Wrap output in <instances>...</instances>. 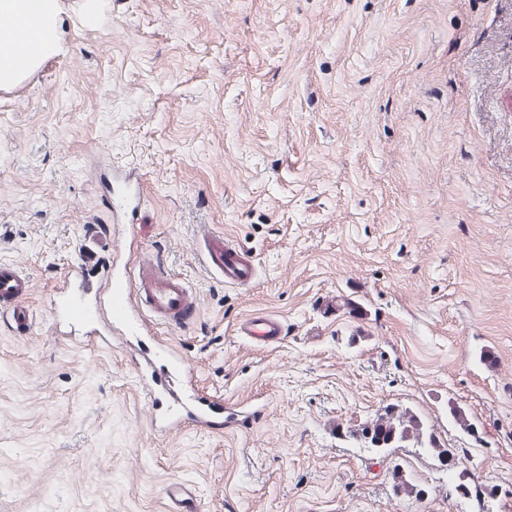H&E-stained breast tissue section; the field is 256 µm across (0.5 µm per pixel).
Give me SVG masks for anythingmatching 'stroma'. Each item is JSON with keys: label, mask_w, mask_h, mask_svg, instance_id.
<instances>
[{"label": "stroma", "mask_w": 512, "mask_h": 512, "mask_svg": "<svg viewBox=\"0 0 512 512\" xmlns=\"http://www.w3.org/2000/svg\"><path fill=\"white\" fill-rule=\"evenodd\" d=\"M60 4L62 49L0 89V259L34 284L25 334L0 318V512H169L175 479L196 512H512V0ZM129 169L126 223L201 306L148 326L264 405L247 429L156 434L131 350L54 329ZM204 227L251 286L208 269ZM255 313L280 344L236 335ZM388 406L465 457L364 447ZM116 183H119L121 188L117 189L113 185L112 214L114 218L118 219L124 216L126 211L136 203L146 191L144 182L131 173L117 180ZM198 240L208 266L221 274L225 284L248 286L255 281L258 271L251 256L228 237L211 233L204 227ZM235 332L238 336L263 346L279 344L286 334L282 320L269 314H255L241 319ZM165 494L169 502V508L173 512H182L188 505L196 501L195 489L180 481L169 482Z\"/></svg>", "instance_id": "stroma-1"}]
</instances>
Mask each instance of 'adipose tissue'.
<instances>
[{"label": "adipose tissue", "instance_id": "1", "mask_svg": "<svg viewBox=\"0 0 512 512\" xmlns=\"http://www.w3.org/2000/svg\"><path fill=\"white\" fill-rule=\"evenodd\" d=\"M62 27L59 0H0V88L55 54Z\"/></svg>", "mask_w": 512, "mask_h": 512}]
</instances>
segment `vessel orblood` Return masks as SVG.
Instances as JSON below:
<instances>
[{"instance_id":"vessel-or-blood-1","label":"vessel or blood","mask_w":512,"mask_h":512,"mask_svg":"<svg viewBox=\"0 0 512 512\" xmlns=\"http://www.w3.org/2000/svg\"><path fill=\"white\" fill-rule=\"evenodd\" d=\"M119 184L112 199V214L117 218L124 216L145 191L143 182L130 174ZM199 243L210 269L220 273L225 284L247 286L255 281V263L229 238L204 229ZM32 288L33 281L22 268L0 261V316L16 331H26L31 322L26 302ZM144 307L174 329L189 327L200 312L196 292L182 278L145 258L131 264L115 257L101 266L72 265L55 293L52 319L57 334L79 326L101 346L112 337L146 335L147 325L140 314ZM235 332L263 346L280 343L286 334L282 320L269 314L241 319ZM132 371L152 404L150 424L156 432L169 434L189 425L207 429L223 421L224 399L218 395L194 392L182 406L164 405L166 378L187 373L185 359L167 343L154 341L152 356L134 363ZM165 494L171 512H185L196 499L194 488L179 481L170 482Z\"/></svg>"}]
</instances>
